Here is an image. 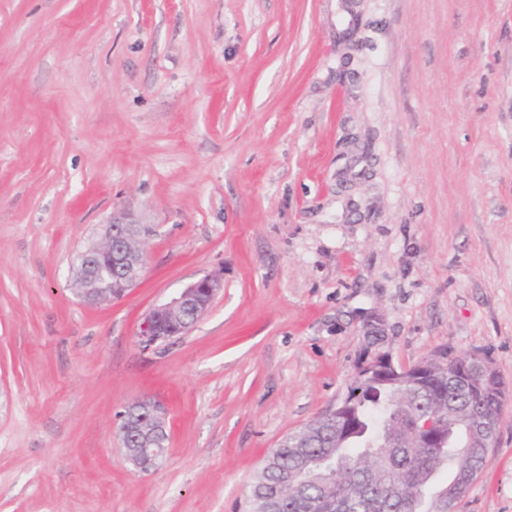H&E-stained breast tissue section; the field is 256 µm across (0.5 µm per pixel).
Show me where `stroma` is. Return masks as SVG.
<instances>
[{"label": "stroma", "mask_w": 512, "mask_h": 512, "mask_svg": "<svg viewBox=\"0 0 512 512\" xmlns=\"http://www.w3.org/2000/svg\"><path fill=\"white\" fill-rule=\"evenodd\" d=\"M155 227L89 305L113 213ZM184 336L145 314L205 275ZM386 324L507 396L458 512H512V0H0V512H241ZM151 396L169 453L128 464ZM155 234L151 224H144L130 211L113 214L106 225L103 240L77 257L78 294L88 304L123 298L143 277L145 253L139 244ZM118 279L122 285L113 282Z\"/></svg>", "instance_id": "1"}]
</instances>
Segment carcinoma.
Wrapping results in <instances>:
<instances>
[{"mask_svg":"<svg viewBox=\"0 0 512 512\" xmlns=\"http://www.w3.org/2000/svg\"><path fill=\"white\" fill-rule=\"evenodd\" d=\"M439 374L427 386L407 389L388 380L353 376L336 415L349 418L355 436L343 443L336 426L324 415L282 438L253 474L244 512H430L427 505L459 503L468 487L438 480L440 472L472 467L490 449L477 447L469 426L477 408L500 417L505 396L497 381L477 396L450 386L448 374L470 369L472 354L441 352ZM443 418L445 448H407L410 431L434 414ZM397 439V446L380 455V444ZM332 456L342 465L329 483L309 482L301 495L288 490V476L306 460Z\"/></svg>","mask_w":512,"mask_h":512,"instance_id":"cac0c4a2","label":"carcinoma"}]
</instances>
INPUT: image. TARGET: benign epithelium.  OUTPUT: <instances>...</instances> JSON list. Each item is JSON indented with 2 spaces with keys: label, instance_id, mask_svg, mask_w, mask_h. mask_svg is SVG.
<instances>
[{
  "label": "benign epithelium",
  "instance_id": "benign-epithelium-1",
  "mask_svg": "<svg viewBox=\"0 0 512 512\" xmlns=\"http://www.w3.org/2000/svg\"><path fill=\"white\" fill-rule=\"evenodd\" d=\"M155 234L151 224H145L130 211L113 214L106 225L103 240L80 253L77 257L76 282L78 294L88 304L114 301L123 298L143 277L146 268L145 253L141 244ZM121 283L119 288H106L104 284L112 279ZM223 287L221 279L206 275L178 289L166 302L156 305L146 314L140 326V336L148 346L165 341L157 332L158 320L162 319L169 328V336L187 334L206 313L213 298ZM368 336L376 342L367 351L362 373L382 379L404 380L409 367L397 368L384 350L386 336L378 323L369 327ZM143 407L154 423L163 427L166 413L162 403L155 398L137 402ZM415 434L421 447L438 448L441 435L435 427L425 425ZM137 447L126 449L125 455L134 469L147 472L158 467L167 457L166 448H149L144 440H135Z\"/></svg>",
  "mask_w": 512,
  "mask_h": 512
}]
</instances>
